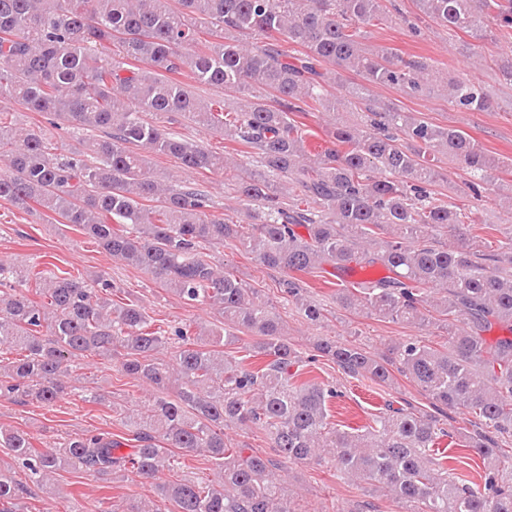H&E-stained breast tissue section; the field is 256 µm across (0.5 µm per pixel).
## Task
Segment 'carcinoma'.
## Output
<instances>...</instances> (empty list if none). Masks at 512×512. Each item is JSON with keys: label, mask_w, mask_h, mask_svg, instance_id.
Here are the masks:
<instances>
[{"label": "carcinoma", "mask_w": 512, "mask_h": 512, "mask_svg": "<svg viewBox=\"0 0 512 512\" xmlns=\"http://www.w3.org/2000/svg\"><path fill=\"white\" fill-rule=\"evenodd\" d=\"M386 2L0 0V100L49 115L79 144L60 152L42 130L0 111V199L53 215L184 304L221 317L156 330L141 302L116 300L122 288L103 272L0 260V346L15 353L0 359L1 395L52 405L88 355L156 391L143 408L112 407L132 448L98 430L37 448L27 432L0 428V446L25 475L0 469V512H23L24 495L64 469L150 482L151 498L98 512H304L285 494L281 471L306 461L375 487L403 512H512V464L499 445L512 436V245L489 250L478 234L489 225L476 220L500 165L467 132L373 96L375 85L431 93L430 59L363 44ZM413 2L417 19L451 37L484 40L488 17L512 36V0ZM183 76L245 103L204 101ZM442 80L459 111L497 106L471 78ZM340 107L360 120L329 125L330 146L309 152L302 119ZM182 122L247 145L259 169L190 141L174 129ZM146 153L193 171L235 169L236 218L217 210L208 187L150 175ZM440 153L468 175L459 204L434 189ZM228 243L286 275L383 267L390 275L339 280L336 305L440 330L446 342L407 337L375 354L321 338L303 357L258 291L207 254ZM282 288L306 320L324 318L299 283L287 278ZM495 327L508 335L489 339ZM243 331L250 341L229 350ZM318 356L378 384L397 372L432 411L388 408L345 429L330 414L341 392L303 378ZM450 410L471 415L470 428L451 433L442 422ZM249 425L275 457L225 446L224 430ZM453 436L481 460L480 485L448 476L439 462L438 441ZM193 454L207 457L217 478H162Z\"/></svg>", "instance_id": "obj_1"}]
</instances>
